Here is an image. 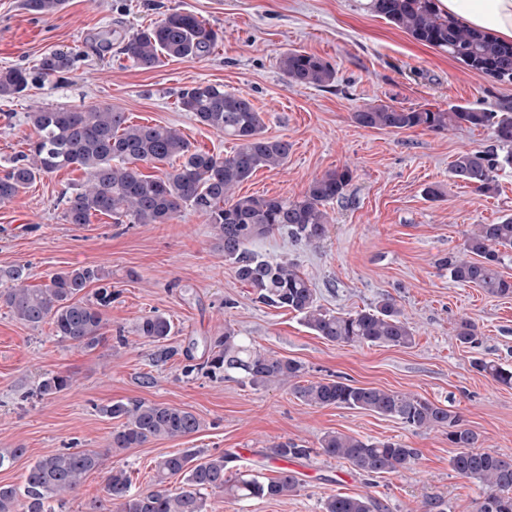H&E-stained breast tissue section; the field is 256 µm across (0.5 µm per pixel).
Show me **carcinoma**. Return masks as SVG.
I'll use <instances>...</instances> for the list:
<instances>
[{
    "label": "carcinoma",
    "mask_w": 512,
    "mask_h": 512,
    "mask_svg": "<svg viewBox=\"0 0 512 512\" xmlns=\"http://www.w3.org/2000/svg\"><path fill=\"white\" fill-rule=\"evenodd\" d=\"M375 15L405 30L417 41L442 49L472 70L500 81H512V42L469 29L440 14L434 0H369ZM65 0H23L35 14L50 16ZM219 39L205 20L190 11L175 10L119 41V53L133 65L150 70L166 59H199L208 55ZM74 58L54 51L40 58L37 73L44 79L62 80L73 68ZM278 66L294 86L327 87L336 79L335 68L322 58L298 49L280 54ZM31 73L22 67L0 70V99L26 95ZM180 108L196 120L235 141L225 156L191 147L168 126L133 124L125 112L112 105L90 109L39 108L27 113L32 129L28 153L0 171V205L12 202L38 178L63 168L77 167L86 174L79 187L64 193L63 217L69 224H89L97 215H109L117 224H166L184 208L205 217L212 225L224 259L235 275L252 288L256 300L268 307L291 310L303 325L323 339L346 345L407 347L414 332L396 304L387 299L355 313L332 314L316 303L309 278L286 260H266L248 245L274 232L315 244L328 232L330 202L341 198L353 179L348 168L328 171L314 178L296 199L270 196H235V189L260 168L277 169L288 160L290 144L265 135L261 112L252 101L216 84L200 82L184 89ZM364 128L395 131L423 127L441 132L467 124L491 130L504 155L495 152H461L450 165L451 174L475 191L494 190V172L512 166V104L497 111L453 105L432 111L378 104L353 113ZM145 165L168 166L160 176L146 174ZM512 251V218L497 224H477L465 234L463 251L440 261L450 278L474 285L496 297L512 296V279L499 271L506 251ZM109 272L90 265L56 273L39 288L25 284V267L0 269V281L10 286L0 290V304L32 327L45 322L55 336L73 346L92 349L99 344L106 326L105 309L112 304ZM100 287L93 298L82 293L91 284ZM172 325L161 314L142 317L139 336L158 344L155 362H166L174 351L161 345ZM456 340L476 348L475 325L463 320ZM473 367L495 382L512 386V368L483 359ZM199 369L215 378L239 375L254 389L289 383L300 378L303 366L296 360L263 352L241 339L230 327L209 341L208 355ZM71 386V377L53 374L37 388L41 397ZM309 406H336L372 411L399 420L414 429L447 431L448 444L456 449L449 464L458 475L483 487L474 512H486V501L496 500L498 512H512V458L482 447L477 432L467 427L451 410L410 394L360 387L338 380L293 386ZM101 413L119 421L110 447L137 448L161 439L186 438L198 432L202 421L194 413L165 403L115 401ZM321 454L345 460L367 474H391L415 463L418 452L401 442L363 440L331 431L319 441ZM309 449L294 442L272 446L268 457L288 460L307 455ZM105 454L96 450L52 451L40 456L24 475L23 487L0 485V512H55L50 502H65L82 479L104 465ZM233 455H206L194 448L161 456L155 463L152 489L134 492L127 469L109 470L103 498L86 512H207L206 492H221L234 501L275 499L296 494L298 477L286 470L268 478L252 473H228ZM377 503L361 495L334 494L322 501V512H377Z\"/></svg>",
    "instance_id": "carcinoma-1"
}]
</instances>
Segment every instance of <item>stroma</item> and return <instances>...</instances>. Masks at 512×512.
I'll return each instance as SVG.
<instances>
[{
    "mask_svg": "<svg viewBox=\"0 0 512 512\" xmlns=\"http://www.w3.org/2000/svg\"><path fill=\"white\" fill-rule=\"evenodd\" d=\"M368 0H66L50 17L25 10L22 0H0V69H35L45 53H72L66 81L35 79L28 97L0 99V170L26 152L32 130L26 114L37 108L112 105L132 122L176 127L192 147L232 152L233 141L199 123L178 96L200 82L249 97L263 114L265 132L290 142L287 163L258 169L236 190L240 196H300L324 173L350 167L354 178L328 204V233L319 244L294 241L281 231L254 241L253 251L297 264L319 304L351 313L393 299L414 329L408 347L341 345L307 329L299 317L255 301L225 261L211 225L192 210L167 224H117L106 215L82 226L67 223L61 193L85 180L65 168L36 180L10 204L0 205V269L25 266L38 287L51 274L100 265L110 273L112 304L100 344L92 349L58 341L51 324L31 327L0 307V453L23 449L0 468L1 484H20L27 466L45 453L93 449L106 453L105 469L89 473L61 512H85L102 497L106 468L125 467L132 488H151L154 464L165 454L196 448L236 453L231 470L272 477L270 447L292 441L307 447L298 458L302 488L279 499L230 502L207 497L208 512H320L332 494L375 499L379 512H422L440 497L444 512H473L483 494L460 477L443 430L417 431L366 410L306 405L289 385L256 390L240 379L220 380L186 368L203 362L205 343L232 328L257 349L299 361L302 383L345 378L450 407L481 436L482 445L512 455V387L471 366L473 359L512 366V297L453 282L442 258L458 254L467 231L512 217V169L495 174L483 194L452 177L458 153L495 149L489 129L462 125L443 132L364 128L352 114L379 103L445 109L492 108L512 101V82L472 70L424 45L373 14ZM197 14L224 37L201 59H168L139 69L115 51L101 52L97 36L129 34L161 14ZM300 49L336 70L325 88L289 85L280 53ZM440 186L441 199L424 190ZM160 313L172 323L166 345L174 355L154 360L156 347L141 338V317ZM472 321L480 344L456 339L460 320ZM63 373L71 388L48 397L36 392L45 375ZM152 384H145V377ZM162 402L192 410L202 428L187 438L160 440L119 452L109 449L114 420L101 414L114 401ZM329 431L361 439L400 441L417 449L416 463L395 474L369 476L319 453Z\"/></svg>",
    "mask_w": 512,
    "mask_h": 512,
    "instance_id": "35a3bbf8",
    "label": "stroma"
}]
</instances>
